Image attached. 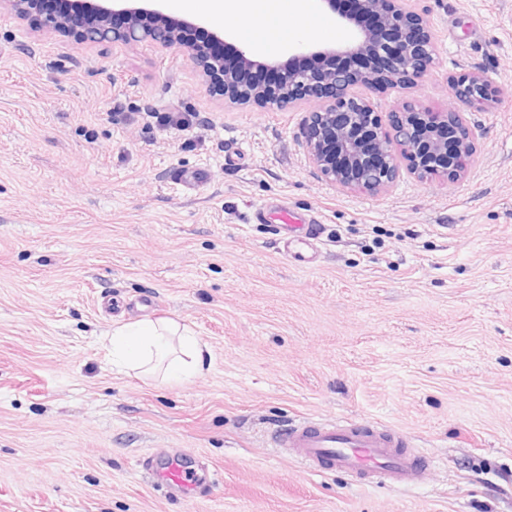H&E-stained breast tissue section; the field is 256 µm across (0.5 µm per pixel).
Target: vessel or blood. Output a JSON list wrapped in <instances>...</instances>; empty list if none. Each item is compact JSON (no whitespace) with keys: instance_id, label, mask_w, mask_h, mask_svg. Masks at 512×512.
<instances>
[{"instance_id":"b4317fda","label":"vessel or blood","mask_w":512,"mask_h":512,"mask_svg":"<svg viewBox=\"0 0 512 512\" xmlns=\"http://www.w3.org/2000/svg\"><path fill=\"white\" fill-rule=\"evenodd\" d=\"M276 210L281 250L297 266L314 265L321 252L315 219H296L281 203ZM267 441L270 447L297 459L308 469L343 470L365 483L382 479L398 485L417 484L432 469L431 461L417 453L405 435L372 423L301 420L269 430ZM144 465L156 483L171 492L186 496L194 488L179 454L150 457Z\"/></svg>"}]
</instances>
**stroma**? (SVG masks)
I'll list each match as a JSON object with an SVG mask.
<instances>
[{
	"instance_id": "stroma-1",
	"label": "stroma",
	"mask_w": 512,
	"mask_h": 512,
	"mask_svg": "<svg viewBox=\"0 0 512 512\" xmlns=\"http://www.w3.org/2000/svg\"><path fill=\"white\" fill-rule=\"evenodd\" d=\"M407 7L434 65L370 92L383 128L406 101L456 106L474 72L493 101L466 112L463 178L403 170L378 195L309 161L314 102L238 104L178 48L0 8V512H512V0ZM276 199L316 216L317 265L256 221ZM143 317L192 330L209 370L113 371L104 337ZM305 418L404 432L434 467L415 486L309 471L265 441ZM174 452L192 497L143 467Z\"/></svg>"
}]
</instances>
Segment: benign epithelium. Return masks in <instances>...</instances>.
Here are the masks:
<instances>
[{"label": "benign epithelium", "instance_id": "7a95c632", "mask_svg": "<svg viewBox=\"0 0 512 512\" xmlns=\"http://www.w3.org/2000/svg\"><path fill=\"white\" fill-rule=\"evenodd\" d=\"M96 12L97 25L79 32L93 43L154 41L177 47L206 77L217 80L231 100L284 107L304 99L318 102L305 130L308 159L331 183L370 193L385 190L396 178L393 144L401 146L413 173L461 178L473 146L465 113L454 108L430 112L406 102L396 111L391 130L378 122L371 103L351 93L356 86L396 89L423 78L434 64L432 37L423 17L406 7V0H321L327 19L350 31L348 42L316 48L297 43L284 60L256 57L229 34L213 33L234 49L238 64L228 68L183 37L194 22L169 13L161 4L137 6V0H72ZM42 28L72 34L69 17L42 15ZM259 68L275 72V84L256 80ZM453 95L463 106L484 109L492 99L484 76L473 74L454 82Z\"/></svg>", "mask_w": 512, "mask_h": 512}]
</instances>
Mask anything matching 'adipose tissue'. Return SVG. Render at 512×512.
I'll return each mask as SVG.
<instances>
[{
	"mask_svg": "<svg viewBox=\"0 0 512 512\" xmlns=\"http://www.w3.org/2000/svg\"><path fill=\"white\" fill-rule=\"evenodd\" d=\"M179 9L205 4L217 23L246 17L262 25L272 17L290 16L294 28H304L309 0H176ZM107 350L117 372L135 371L165 380H184L205 371L206 343L171 319H142L113 326Z\"/></svg>",
	"mask_w": 512,
	"mask_h": 512,
	"instance_id": "obj_1",
	"label": "adipose tissue"
}]
</instances>
